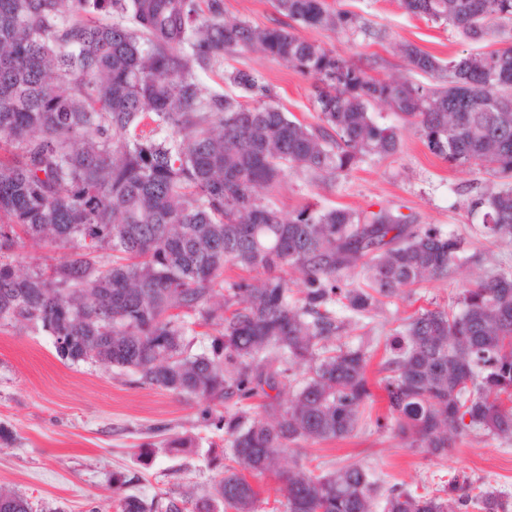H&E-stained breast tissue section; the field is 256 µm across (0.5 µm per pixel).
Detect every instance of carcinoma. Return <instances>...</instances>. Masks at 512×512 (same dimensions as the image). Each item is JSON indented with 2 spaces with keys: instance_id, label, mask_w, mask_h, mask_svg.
Returning <instances> with one entry per match:
<instances>
[{
  "instance_id": "obj_1",
  "label": "carcinoma",
  "mask_w": 512,
  "mask_h": 512,
  "mask_svg": "<svg viewBox=\"0 0 512 512\" xmlns=\"http://www.w3.org/2000/svg\"><path fill=\"white\" fill-rule=\"evenodd\" d=\"M306 27L357 28L327 0H276ZM410 14L442 21L466 39L497 33L510 44L446 64L400 51L435 85L387 80L308 42L292 26L257 28L222 19L208 0H0V327L39 323L74 363L131 371L143 385L222 401L265 389L290 394L263 414L213 415L228 435L222 477L198 496L166 500L123 493L120 512H254V478L274 474L286 512H370L375 482L348 464L315 475L280 457L302 440L351 435L374 403L366 353L335 345L334 306L363 315L427 279H446L461 242L434 225L307 205L284 217L260 191L302 169L332 181L367 155H394L401 130L373 119L388 103L452 166L492 171L502 187L471 200L483 233L512 240V0H401ZM258 48L316 79L322 124L308 127L267 105V87L235 70L248 101L201 98L195 71L224 51ZM71 243L48 276L16 273L22 238ZM261 271L235 283L224 305V266ZM365 270V286L344 272ZM304 275L290 299L286 271ZM217 328L211 351H193L197 323ZM384 378L396 432L409 448L448 451V429L512 439V272L478 280L457 306L422 309L389 343ZM388 512H509L494 489L450 483L448 498L392 488ZM0 512H33L0 488Z\"/></svg>"
}]
</instances>
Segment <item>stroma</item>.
I'll list each match as a JSON object with an SVG mask.
<instances>
[{
    "instance_id": "obj_1",
    "label": "stroma",
    "mask_w": 512,
    "mask_h": 512,
    "mask_svg": "<svg viewBox=\"0 0 512 512\" xmlns=\"http://www.w3.org/2000/svg\"><path fill=\"white\" fill-rule=\"evenodd\" d=\"M332 8L356 14V31L298 27L308 41L368 67L383 79L429 84L409 69L396 47L410 43L448 62L493 48V40L464 39L451 26L407 13L400 0H328ZM224 16L265 28L285 24L274 0H223ZM261 75L268 104L308 126L321 123L312 76L288 68L252 49L226 53L221 63L197 73L203 98L239 96L228 72ZM374 119L399 126V152L363 157L335 182L322 184L301 170L288 172L263 198L289 216L311 204L358 212L382 209L411 224H434L464 238L471 259L448 279L432 280L384 299L377 311L354 316L336 304L346 324L340 344L364 347L375 402L347 438L307 440L301 458L285 455L282 469L303 464L313 473L361 464L384 486L399 484L419 495L447 496L453 480L492 486L512 497V440L481 432L453 436L447 455L435 457L406 447L395 431L380 381L387 374L389 339L422 307L449 308L464 286L491 270L512 271V242L486 238L469 201L497 186L484 170L455 167L427 148L388 104L372 105ZM67 245L22 240L13 263L17 274L50 272L68 254ZM207 402L140 384L135 374L96 363H71L56 351L39 325L17 322L0 329V486L25 495L38 512H119L112 476H125L126 493L144 500L188 487L209 488L219 471L210 456L226 450L225 434L208 421Z\"/></svg>"
}]
</instances>
